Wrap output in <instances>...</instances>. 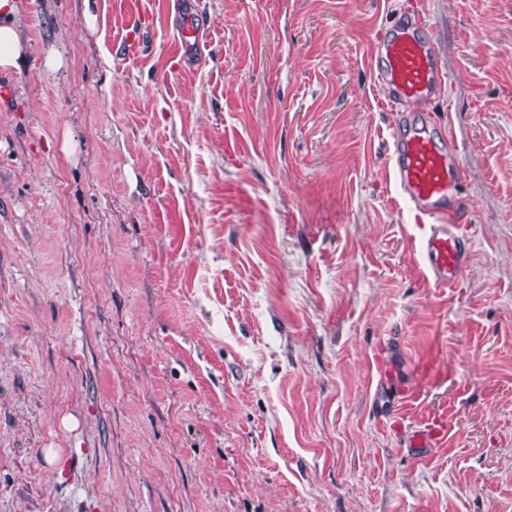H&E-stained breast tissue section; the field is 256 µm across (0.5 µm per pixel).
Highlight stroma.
Masks as SVG:
<instances>
[{"label": "stroma", "instance_id": "stroma-1", "mask_svg": "<svg viewBox=\"0 0 512 512\" xmlns=\"http://www.w3.org/2000/svg\"><path fill=\"white\" fill-rule=\"evenodd\" d=\"M115 2L24 0L0 70V512H512V0H418L452 288L386 173L401 0ZM432 346L445 376L387 402L376 366ZM415 432L409 448H437L448 441V419L445 414L435 415Z\"/></svg>", "mask_w": 512, "mask_h": 512}]
</instances>
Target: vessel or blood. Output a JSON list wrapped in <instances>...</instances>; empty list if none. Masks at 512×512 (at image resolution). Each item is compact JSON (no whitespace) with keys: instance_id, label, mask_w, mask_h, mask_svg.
I'll list each match as a JSON object with an SVG mask.
<instances>
[{"instance_id":"1","label":"vessel or blood","mask_w":512,"mask_h":512,"mask_svg":"<svg viewBox=\"0 0 512 512\" xmlns=\"http://www.w3.org/2000/svg\"><path fill=\"white\" fill-rule=\"evenodd\" d=\"M382 66L378 82L387 90L395 107L430 101L441 81L434 49L425 38L415 17L394 13L391 31L378 47ZM389 178L399 188L407 206L432 217L433 225L418 238L420 263L434 285L450 288L461 276L466 255L453 224L452 202L461 177L451 168L449 154L441 149L431 131L417 125L392 132ZM448 440L446 415L433 416L413 435L414 448H436Z\"/></svg>"}]
</instances>
